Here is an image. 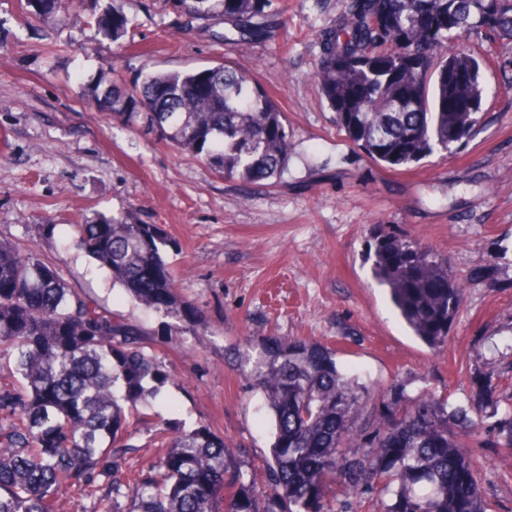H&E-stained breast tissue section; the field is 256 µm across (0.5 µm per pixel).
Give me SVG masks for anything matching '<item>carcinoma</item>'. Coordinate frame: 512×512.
<instances>
[{
    "label": "carcinoma",
    "mask_w": 512,
    "mask_h": 512,
    "mask_svg": "<svg viewBox=\"0 0 512 512\" xmlns=\"http://www.w3.org/2000/svg\"><path fill=\"white\" fill-rule=\"evenodd\" d=\"M270 0H174L195 20L221 17L218 38L262 43ZM47 18L70 0H17ZM93 20L117 41L132 25L123 0H94ZM497 18L512 42V0H344L320 26L314 80L345 136L392 170L448 150L480 122L483 87L459 39ZM343 57L356 62L336 66ZM165 89L168 98L155 97ZM82 96L215 173L260 183L279 177L292 142L277 102L238 68H143L130 85H90ZM76 246L125 295L185 324L165 252L176 242L129 213L74 225ZM371 277L425 345L448 344L465 286L446 255L417 239L377 236ZM246 376L273 424L265 480L208 423L155 434L154 458L134 465L128 443L141 407L170 379L150 334L71 288L36 244L0 233V512H53L66 488L100 495L105 512H336L330 493L377 490L367 512H489L478 431L488 405L450 407L431 391L403 412L374 410L372 389L341 372L333 350L282 336L247 337Z\"/></svg>",
    "instance_id": "obj_1"
}]
</instances>
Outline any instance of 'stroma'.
Masks as SVG:
<instances>
[{
  "label": "stroma",
  "mask_w": 512,
  "mask_h": 512,
  "mask_svg": "<svg viewBox=\"0 0 512 512\" xmlns=\"http://www.w3.org/2000/svg\"><path fill=\"white\" fill-rule=\"evenodd\" d=\"M134 45L103 36L70 6L26 21L0 0V230L28 237L52 224L44 254L59 273L113 313L142 324L172 379L130 442L152 453L156 425L205 421L230 450L260 465L271 421L242 373L244 338L275 334L322 344L338 367L402 408L399 392L430 389L468 405L493 376L496 416L479 432L482 492L492 512H512V448L498 416L512 409V44L484 34L461 44L486 89L472 135L408 170L372 160L340 131L313 80L319 25L342 0H273V36L225 43L221 20L189 21L171 0H125ZM218 63L250 70L278 102L293 150L281 178L246 184L155 143L82 100V84L132 83L142 67ZM129 211L176 242L168 261L178 294L198 310L176 329L131 301L74 244V227ZM447 255L466 281L448 344L429 349L397 317L371 277L378 228Z\"/></svg>",
  "instance_id": "35a3bbf8"
}]
</instances>
